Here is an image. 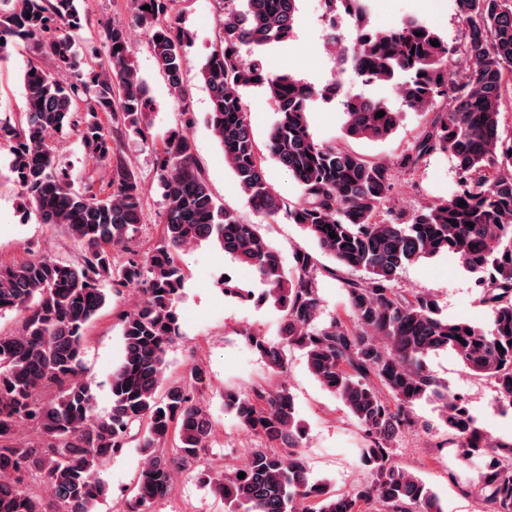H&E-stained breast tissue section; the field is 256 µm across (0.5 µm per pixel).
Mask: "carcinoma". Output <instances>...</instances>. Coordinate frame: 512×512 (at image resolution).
I'll use <instances>...</instances> for the list:
<instances>
[{"label":"carcinoma","mask_w":512,"mask_h":512,"mask_svg":"<svg viewBox=\"0 0 512 512\" xmlns=\"http://www.w3.org/2000/svg\"><path fill=\"white\" fill-rule=\"evenodd\" d=\"M0 2V61L16 43L37 40L59 71L70 75L61 81L36 64L25 70L24 117L0 119V140L11 143L10 172L38 221L59 227L82 247L73 262L42 256L0 265V316L20 315L16 331L0 334V512H93L106 495L98 468L132 446L143 462L127 512H149L170 493L175 473L204 459L214 421L194 392L203 370L192 367L188 381L172 380L165 371L167 349L180 336L179 251L209 238L256 272L263 296L281 312L278 341L254 334L252 346L274 370L284 366V348L303 350L311 375L344 403L369 438L360 453L369 479L338 494L310 481L300 450L305 430L287 388L258 385L249 394L224 393V408L242 429L288 449L255 448L213 481L225 512H365L372 501L385 512H444L419 477L393 462L395 438L416 425L415 404L435 399L443 402L440 418L457 459L486 457L479 494L493 512H512V440L491 442L465 398L444 393L425 363L436 351L452 352L489 379L498 400L512 408V133L502 130L505 107L512 108V0H456L464 32L452 45L415 19L367 29L361 22L367 0L355 13L351 0H324L327 43L340 73L351 72L363 86L396 84L402 105L425 117L414 145L400 156L401 168L414 171L438 153L454 162L456 195L411 215L387 206L391 173L385 163L316 142L307 122L316 100L338 98L344 135L377 141L393 133L398 111L361 91H341L334 76L315 87L289 75L270 76L261 57L240 54L243 46L260 50L287 40L296 0H245L244 10L222 13L219 43L199 68L211 103L206 123L262 220L283 216L306 229L335 262L326 273H360L344 282L347 319L335 316L325 324L318 322L312 255L293 256L296 275L287 277L281 255L256 225L217 203L183 131L195 116L182 82L190 59L187 32L174 18L177 0H130L181 116V127L154 149L164 224L159 244L146 251L136 245L144 196L122 156L121 136L148 142L151 103L127 29L104 26L100 49L82 57L76 50L84 28L80 0ZM345 16L355 19L350 44L336 31V19ZM455 55L471 60L472 69L449 74ZM253 86L265 88L277 105L267 151L299 187L293 206L266 178L243 100ZM380 110L382 117L376 116ZM71 127L86 153L110 171L106 187L76 181L56 161L52 141ZM116 248L118 259L112 256ZM441 253L459 256L478 275L491 313L488 326L440 319L430 296L407 297L394 288L405 265ZM129 290L138 291L140 300L117 313L123 357L112 370V411L100 416L92 384L81 375L85 330L112 298ZM22 424L36 427L38 438L19 442ZM168 446L174 448L170 455ZM240 472L245 478H238ZM36 474L45 482L39 493L26 487Z\"/></svg>","instance_id":"1"}]
</instances>
